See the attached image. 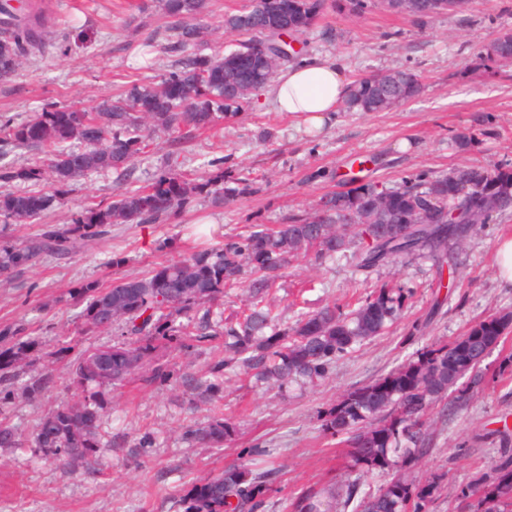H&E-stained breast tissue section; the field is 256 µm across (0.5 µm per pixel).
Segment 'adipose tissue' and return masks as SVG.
<instances>
[{"instance_id":"obj_1","label":"adipose tissue","mask_w":512,"mask_h":512,"mask_svg":"<svg viewBox=\"0 0 512 512\" xmlns=\"http://www.w3.org/2000/svg\"><path fill=\"white\" fill-rule=\"evenodd\" d=\"M350 89L344 68L334 58H304L278 76L270 94L276 111L295 113L314 129L337 112Z\"/></svg>"}]
</instances>
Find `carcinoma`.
Wrapping results in <instances>:
<instances>
[{"mask_svg": "<svg viewBox=\"0 0 512 512\" xmlns=\"http://www.w3.org/2000/svg\"><path fill=\"white\" fill-rule=\"evenodd\" d=\"M465 0H382L395 13L416 18L459 8ZM205 0H163L170 21L169 49L187 51L201 45L204 26L198 16ZM325 0H247L241 9L224 14V31L240 37L228 52L211 57L188 54L175 70L153 86L132 85L103 104L100 111L44 108L32 119L0 126L4 139L17 149L45 156L31 167L0 165V182L15 188L0 192L4 223L41 218L50 199L23 188L48 175L55 196L66 197L74 183L111 170L117 182L131 175V165L147 153L156 128L178 133L209 129L244 110L253 97L270 87L280 67L288 62L282 36L299 37L314 26ZM0 77L12 75L28 56L45 49L44 16L31 9L21 19L0 5ZM489 61H512V33H504L486 49ZM422 83L410 70H393L356 80L344 102L348 112H384L418 96ZM224 175L207 179L216 197L251 190L247 175L236 187L219 188ZM192 188L173 173L162 174L149 190L118 189L112 200L72 217L62 227L48 226L23 241H0V276L11 281L24 267L44 256L63 255L74 239L95 240L114 224H149L182 209ZM512 208V170L470 165L446 175H411L398 188L374 182L358 183L325 195L312 211L288 217L270 229L252 224L249 230L221 247L170 262L146 277L120 278L107 286L89 281L76 289L83 306L80 333L109 330L119 324L131 341L123 347L104 346L79 355L70 374L77 392L48 412L33 428V442L44 455L60 463L78 460L91 464L99 447L101 415L81 390L119 383L150 360L160 340L204 342L224 337V358L207 373L239 370L257 384L283 389L293 383L314 384L329 365L354 346L382 335L408 307L412 291L385 281L358 299L345 312L326 305L303 313L291 327L275 324L273 303L280 271L299 255L317 261L350 256L358 271L370 272L396 265L407 256H423L441 271L457 257L448 252L466 239L474 224L487 223L493 214ZM241 288L247 305L234 321L211 323V305L224 289ZM185 316L186 321L177 322ZM512 328V311L476 322L450 344H434L408 357L384 376L346 394L333 405L323 426L344 436L348 455L357 469L393 471L390 482L377 493L357 498L353 484L343 507L352 512H404L412 502L421 512L436 489L435 481L421 486L411 476L415 461L431 452L428 414L440 402L478 382V371ZM10 347L0 351V385L4 397L20 377V363L34 345L23 324L0 329ZM53 372L30 377L23 391L37 398L55 388ZM182 385L206 398L216 383L185 375ZM234 427L224 415L188 430L199 445L224 442ZM279 470H255L230 464L218 475L194 483L179 497V512H258ZM475 512H512V461L482 475L469 489ZM336 498L331 487L305 490L292 502L294 512H325L323 496Z\"/></svg>", "mask_w": 512, "mask_h": 512, "instance_id": "carcinoma-1", "label": "carcinoma"}]
</instances>
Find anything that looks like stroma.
Here are the masks:
<instances>
[{
	"instance_id": "stroma-1",
	"label": "stroma",
	"mask_w": 512,
	"mask_h": 512,
	"mask_svg": "<svg viewBox=\"0 0 512 512\" xmlns=\"http://www.w3.org/2000/svg\"><path fill=\"white\" fill-rule=\"evenodd\" d=\"M244 0H206L199 21L207 33L198 47L209 57L224 50L230 35L224 14ZM50 44L0 78V118L20 123L44 107L98 111L126 86L166 74L178 60L166 48L162 0H43ZM512 32V0H468L462 10L419 20L372 5L356 17L327 6L313 29L295 38V60L312 55L341 59L349 78L390 69H409L424 87L415 100L389 112H336L322 130L307 131L301 118L275 111L268 92L254 97L246 112L223 127L194 132L178 152L169 137L155 136L151 151L135 163L128 184L147 189L158 173L172 168L201 182L222 161L225 185L251 174L252 194L218 204L197 193L189 204L155 224H115L106 237L75 244L68 254L41 259L6 284L0 283V327L21 321L36 345L25 360L26 376L46 370L57 387L40 398L14 387L0 402L21 438L66 400L68 365L84 350L127 344L120 327L71 342L80 309L70 293L82 283L109 284L142 277L163 264L234 239L249 225L276 227L303 214L323 195L348 189L352 180L373 179L399 187L409 175L430 176L472 164L512 167V62L479 66L484 48ZM471 131L476 142L458 148L454 136ZM113 173L78 181L40 219L0 223V238H29L47 225L70 223L77 212L111 200ZM512 235V210L477 226L458 255V271L437 273L430 263L357 271L349 259L326 262L299 256L283 270L276 313L293 326L300 313L324 305L346 307L384 280L410 288L407 309L390 331L354 346L336 359L325 379L305 390L280 392L252 387L226 373L212 400L179 394L182 375L203 374L224 356V339L190 342L173 351L158 349L153 364L168 366V381L144 383L140 374L99 388L90 403L101 419V448L92 469H65L35 448H0V512H176L177 498L199 480L231 463L266 462L279 475L261 512H291L294 493L328 485L357 484L373 494L390 480L387 471L350 468L336 437L324 431L320 414L353 388L388 373L416 350L450 343L477 321L512 311V285L500 282L495 248ZM419 332H412V325ZM483 381L447 416L431 415V453L412 468L419 483L440 478L424 512H457L463 493L480 474L512 458V333L483 363ZM224 414L235 433L224 444L201 448L186 437L211 411Z\"/></svg>"
}]
</instances>
